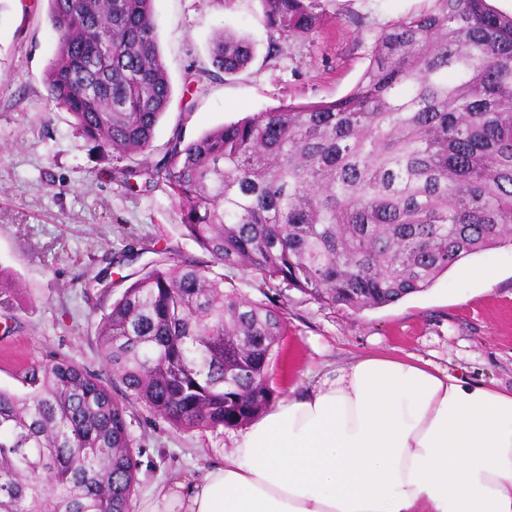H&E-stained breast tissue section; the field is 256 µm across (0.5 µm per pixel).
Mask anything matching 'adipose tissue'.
Returning a JSON list of instances; mask_svg holds the SVG:
<instances>
[{
  "label": "adipose tissue",
  "mask_w": 512,
  "mask_h": 512,
  "mask_svg": "<svg viewBox=\"0 0 512 512\" xmlns=\"http://www.w3.org/2000/svg\"><path fill=\"white\" fill-rule=\"evenodd\" d=\"M142 512H512V390L410 356L356 358Z\"/></svg>",
  "instance_id": "ef3b65f1"
}]
</instances>
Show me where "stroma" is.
<instances>
[{
    "instance_id": "obj_1",
    "label": "stroma",
    "mask_w": 512,
    "mask_h": 512,
    "mask_svg": "<svg viewBox=\"0 0 512 512\" xmlns=\"http://www.w3.org/2000/svg\"><path fill=\"white\" fill-rule=\"evenodd\" d=\"M322 29L281 42L262 0H154L156 37L173 102L155 130L150 162L174 132L194 140L225 123L282 104L345 96L369 64L373 35L418 11L423 0H317ZM248 38L254 58L224 75L211 65V38ZM56 51L48 0H0V274L21 288L0 313V388L28 393L27 367L66 358L111 383L99 351L103 314L125 276L148 271L158 250L169 264L211 265L181 227L164 186L130 189L50 98L46 70ZM107 275L109 287L96 285ZM241 292L271 299L287 318L271 366L280 395L370 353L414 355L468 379L512 389V246L469 256L426 291L382 308L343 311L293 288L236 275ZM127 423L142 448L131 512L174 477L229 453L230 428L183 432L145 406Z\"/></svg>"
}]
</instances>
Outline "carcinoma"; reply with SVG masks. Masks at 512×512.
Segmentation results:
<instances>
[{"label": "carcinoma", "mask_w": 512, "mask_h": 512, "mask_svg": "<svg viewBox=\"0 0 512 512\" xmlns=\"http://www.w3.org/2000/svg\"><path fill=\"white\" fill-rule=\"evenodd\" d=\"M381 28L344 97L287 104L187 141L121 182L158 183L182 227L228 270L157 261L99 322L121 397L64 359L35 364L24 397L0 390V512H130L141 449L127 403L172 427L237 428L277 397L269 369L286 330L231 272L358 311L430 288L467 257L512 244V15L489 0H424ZM280 40L321 24L316 0H263ZM46 82L107 161L151 150L172 88L154 0H48ZM232 75L250 41L220 30Z\"/></svg>", "instance_id": "1"}]
</instances>
